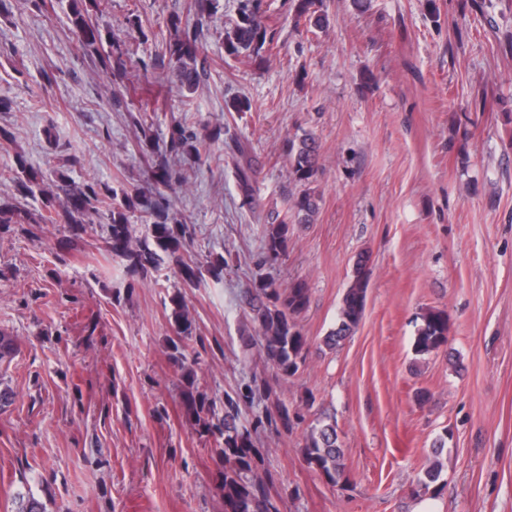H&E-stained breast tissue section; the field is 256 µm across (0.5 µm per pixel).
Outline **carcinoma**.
<instances>
[{"instance_id": "1", "label": "carcinoma", "mask_w": 512, "mask_h": 512, "mask_svg": "<svg viewBox=\"0 0 512 512\" xmlns=\"http://www.w3.org/2000/svg\"><path fill=\"white\" fill-rule=\"evenodd\" d=\"M101 0H72L69 19L71 28L90 59L116 79H122L132 63L131 52L118 39H112L109 49L102 46L99 7ZM322 0H297L296 20H304L313 27H323L326 16L320 9ZM172 33L166 42L161 59L177 74L180 89L193 93L200 81L198 68L199 36L203 23L190 29L181 27L177 17L169 20ZM272 39L259 14V0H242L239 17L230 31L225 33L224 51L229 55L246 54L260 62L266 61ZM133 126L139 130V144L149 147L153 134L147 120L130 115ZM188 158L201 160L198 136L181 124L174 126L168 136L165 150L152 160L150 169L154 182L172 190L185 182V176L176 162ZM319 171V151L315 138L304 133L288 140V172L292 179L305 187L294 201V218L299 224H311L319 212V197L309 189ZM41 196L42 211L34 213L21 205V201ZM61 208L63 224L71 232L83 230L84 225L104 220L108 226L112 255L124 260L132 272L143 275L155 270L167 255L175 261L177 274L187 285L195 286L202 280L201 266L184 257L183 249L192 238L187 224L170 213V200L158 192L148 198L139 192L122 193L98 184L82 186L45 182V178L22 154L14 157L9 186L0 195V224H46L55 218L52 213ZM140 215L151 224V236L135 239L131 218ZM288 219L270 213L265 231L262 260L255 272V293L249 300L253 321L258 323L260 347L268 360L284 377L297 373L305 360L307 339L298 327L296 317L309 303L308 289L302 283L277 288L264 276L263 268L277 261L288 251L290 239ZM366 260L356 263L353 283L347 289L338 312V324L324 339L334 349L353 334L362 319L367 297L368 279ZM172 319L178 334L192 335L193 321L179 296L172 298ZM448 346V314L432 310L423 317L414 340L418 355L430 354ZM187 413L203 433L219 441L215 449L223 463L224 512H277L266 487L263 475L256 466L257 452L251 433L239 428L235 422L237 402L230 396L222 400L224 415L217 412V399L198 391L193 370L185 372L183 389ZM307 465L319 472L325 480L336 486L349 480L344 452L339 444L336 424L320 422L311 427L302 448ZM442 464L428 466L417 481L421 489L440 481ZM15 512H45L43 504L30 492L17 494Z\"/></svg>"}]
</instances>
